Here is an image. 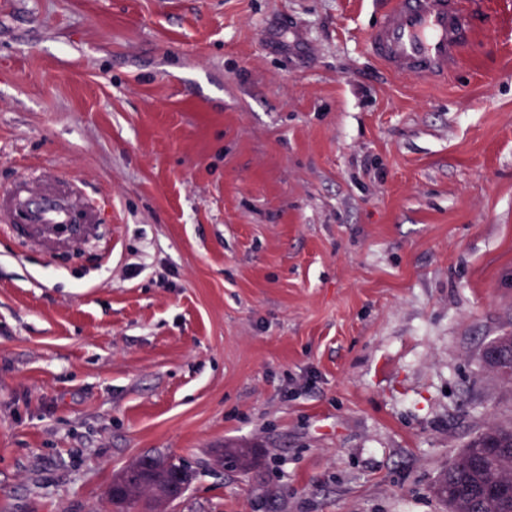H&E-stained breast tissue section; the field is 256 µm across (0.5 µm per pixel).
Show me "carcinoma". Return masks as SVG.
<instances>
[{
	"label": "carcinoma",
	"instance_id": "cac0c4a2",
	"mask_svg": "<svg viewBox=\"0 0 512 512\" xmlns=\"http://www.w3.org/2000/svg\"><path fill=\"white\" fill-rule=\"evenodd\" d=\"M502 343L500 358L504 370L498 372L505 383L512 381V343ZM138 471L129 473L124 485L109 491L112 512H134L138 508L152 512L157 506V477L167 482L176 479V472L185 470L179 463L170 462V469L158 470L155 456ZM252 448H226L224 460L249 470L255 463ZM437 497L448 506V512H512V424L491 423L477 432L464 448L448 460L438 478Z\"/></svg>",
	"mask_w": 512,
	"mask_h": 512
}]
</instances>
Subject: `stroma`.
Segmentation results:
<instances>
[{"mask_svg":"<svg viewBox=\"0 0 512 512\" xmlns=\"http://www.w3.org/2000/svg\"><path fill=\"white\" fill-rule=\"evenodd\" d=\"M466 2L424 86L366 53L380 0H0V186L112 201L108 260L0 232V512H110L145 454L171 512H446L512 420V0Z\"/></svg>","mask_w":512,"mask_h":512,"instance_id":"1","label":"stroma"}]
</instances>
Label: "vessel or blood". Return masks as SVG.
Here are the masks:
<instances>
[{
	"label": "vessel or blood",
	"mask_w": 512,
	"mask_h": 512,
	"mask_svg": "<svg viewBox=\"0 0 512 512\" xmlns=\"http://www.w3.org/2000/svg\"><path fill=\"white\" fill-rule=\"evenodd\" d=\"M472 39L462 0H387L366 48L392 74L431 84L458 68ZM111 209L49 170L0 189V229L43 251L99 242L96 223Z\"/></svg>",
	"instance_id": "vessel-or-blood-1"
}]
</instances>
